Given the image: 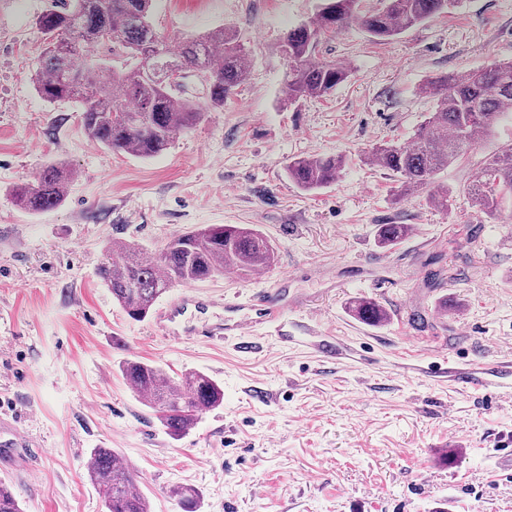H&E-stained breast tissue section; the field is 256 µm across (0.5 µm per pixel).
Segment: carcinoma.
Masks as SVG:
<instances>
[{
  "mask_svg": "<svg viewBox=\"0 0 512 512\" xmlns=\"http://www.w3.org/2000/svg\"><path fill=\"white\" fill-rule=\"evenodd\" d=\"M459 0H384L372 12L359 11V0H320L313 20L290 31L281 45L288 61L283 102L324 97L348 78V69L316 58L321 37L357 18L372 37L387 40L447 12ZM153 0H54L36 25L45 48L36 62L35 90L44 101L77 103L89 138L119 153L151 158L166 151L177 134L195 126L206 112L224 109L249 73L242 39L225 28L185 39L178 52L164 49L151 26ZM109 47L112 58L87 51ZM181 76L172 82L171 67ZM419 92L433 107L406 146L380 144L368 152L372 165L400 177L401 195L427 192L426 200L448 211V190L434 186L436 175L454 164L465 148L491 135L512 118V61L427 79ZM341 156L289 160L287 177L313 192L336 182ZM74 174L66 164L42 167L34 184L13 189L16 203L39 213L63 203ZM472 203L494 223L504 199L512 198V144L488 154L480 174L467 186ZM407 236L404 224H382L377 233L387 248ZM275 262L270 240L237 224H212L183 232L166 242L152 258L130 243L114 242L98 276L112 298L133 320L146 317L171 288L205 281L227 269L256 273ZM354 316L379 326L390 319L378 301L359 298L350 304ZM141 402L151 409L166 433L180 439L194 427L197 414L219 406L220 384L200 371L173 380L162 368L135 359L121 367ZM90 482L101 493L107 512H150L137 476L110 448H94L88 466ZM184 512H197L200 493L191 485L170 489ZM0 512H22L18 499L0 485Z\"/></svg>",
  "mask_w": 512,
  "mask_h": 512,
  "instance_id": "1",
  "label": "carcinoma"
}]
</instances>
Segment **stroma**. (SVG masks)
<instances>
[{"label":"stroma","mask_w":512,"mask_h":512,"mask_svg":"<svg viewBox=\"0 0 512 512\" xmlns=\"http://www.w3.org/2000/svg\"><path fill=\"white\" fill-rule=\"evenodd\" d=\"M50 4L0 0V428L26 441L0 453V482L24 512H106L87 476L94 448L137 472L151 512H182L169 493L181 484L199 490L198 512H512V470L493 459L512 455V376L463 385L441 369L491 364L512 340V222L489 223L464 193L512 120L437 175L452 193L444 212L399 196L398 177L365 160L410 141L432 107L425 79L512 60V0H461L383 42L350 22L317 48L346 81L289 106L281 43L318 0H155L169 50L224 26L248 49L250 77L146 159L101 146L75 104L36 94L34 21ZM318 155L344 157L338 181L297 188L289 159ZM51 161L75 172L67 198L28 213L13 189ZM392 223L409 234L380 247ZM209 224H247L275 244L278 329L174 343L101 283L112 242L152 255ZM361 297L389 321L355 318ZM324 336L340 356H325ZM134 358L175 379L211 376L222 405L172 439L121 375ZM349 308L357 319L369 325H383L390 319L388 310L373 299L358 298L350 304Z\"/></svg>","instance_id":"obj_1"}]
</instances>
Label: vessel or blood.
Segmentation results:
<instances>
[{"label":"vessel or blood","instance_id":"obj_1","mask_svg":"<svg viewBox=\"0 0 512 512\" xmlns=\"http://www.w3.org/2000/svg\"><path fill=\"white\" fill-rule=\"evenodd\" d=\"M282 308L283 290L278 286L259 289L244 303L230 298L219 303L199 289L186 288L154 312L152 325L175 342L220 341L246 335L258 323H275Z\"/></svg>","mask_w":512,"mask_h":512}]
</instances>
